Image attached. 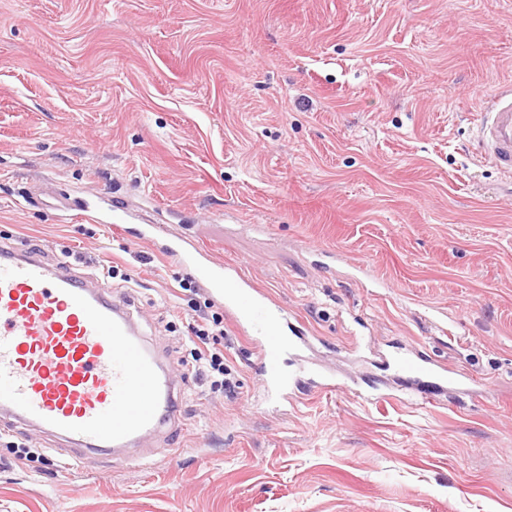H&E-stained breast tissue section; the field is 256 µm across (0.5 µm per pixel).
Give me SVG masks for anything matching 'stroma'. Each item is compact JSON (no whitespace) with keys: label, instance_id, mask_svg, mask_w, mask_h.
I'll return each instance as SVG.
<instances>
[{"label":"stroma","instance_id":"35a3bbf8","mask_svg":"<svg viewBox=\"0 0 512 512\" xmlns=\"http://www.w3.org/2000/svg\"><path fill=\"white\" fill-rule=\"evenodd\" d=\"M511 85L512 0H0V238L130 294L181 387L136 463L0 423V512H512V177L474 143ZM147 218L347 389L275 408L234 330L239 400L180 369L211 293ZM409 349L476 384L402 396Z\"/></svg>","mask_w":512,"mask_h":512}]
</instances>
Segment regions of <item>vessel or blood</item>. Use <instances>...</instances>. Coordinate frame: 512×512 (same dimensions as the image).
<instances>
[{
  "instance_id": "1",
  "label": "vessel or blood",
  "mask_w": 512,
  "mask_h": 512,
  "mask_svg": "<svg viewBox=\"0 0 512 512\" xmlns=\"http://www.w3.org/2000/svg\"><path fill=\"white\" fill-rule=\"evenodd\" d=\"M478 144L499 169L512 172V89L491 102ZM143 239H160L222 302L238 330L253 333L269 401L284 404L301 377L330 393L343 384L306 364L289 371L288 357L307 344L289 335L288 316L257 290L238 266L213 262L200 245L144 225ZM405 379L432 375L460 384L464 375L406 354L396 359ZM0 415L51 434L88 454L128 456L164 421L178 417V390L142 335L127 296L90 287L69 263H50L35 250L0 242Z\"/></svg>"
}]
</instances>
